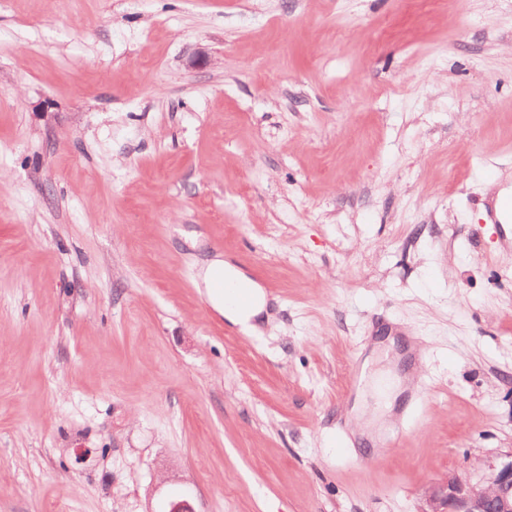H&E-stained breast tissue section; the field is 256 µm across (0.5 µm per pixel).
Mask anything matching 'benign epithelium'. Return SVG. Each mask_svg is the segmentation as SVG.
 Wrapping results in <instances>:
<instances>
[{"mask_svg": "<svg viewBox=\"0 0 512 512\" xmlns=\"http://www.w3.org/2000/svg\"><path fill=\"white\" fill-rule=\"evenodd\" d=\"M421 512H512V451L478 479L448 477L428 487Z\"/></svg>", "mask_w": 512, "mask_h": 512, "instance_id": "1", "label": "benign epithelium"}]
</instances>
